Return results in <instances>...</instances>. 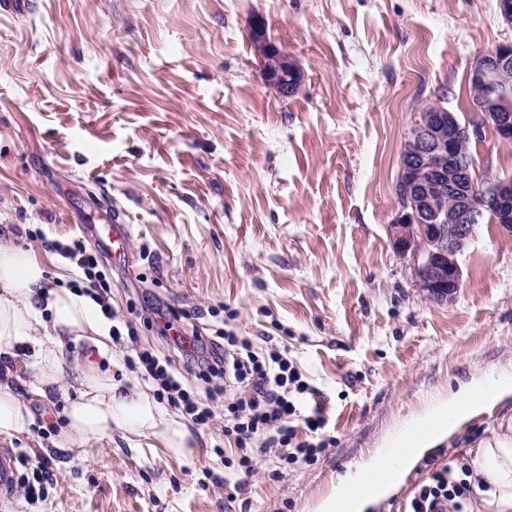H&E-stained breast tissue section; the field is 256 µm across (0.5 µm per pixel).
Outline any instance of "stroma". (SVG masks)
<instances>
[{"label":"stroma","mask_w":512,"mask_h":512,"mask_svg":"<svg viewBox=\"0 0 512 512\" xmlns=\"http://www.w3.org/2000/svg\"><path fill=\"white\" fill-rule=\"evenodd\" d=\"M0 14V241L44 253L119 212L129 252L112 261L117 316L161 301L206 326L237 313L256 350L287 349L336 444L311 463L273 448L251 473L225 467L224 418L173 455L120 434L84 458L57 450L60 394L33 403L46 498L0 512H312L428 404L471 381L512 377V235L479 225L464 283L440 305L388 235L413 112L442 101L477 118L473 58L512 43L496 0H23ZM263 19L304 72L265 87L249 30ZM477 167L512 177V143L483 130ZM512 439V399L431 453L437 464Z\"/></svg>","instance_id":"35a3bbf8"}]
</instances>
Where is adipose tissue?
<instances>
[{"mask_svg": "<svg viewBox=\"0 0 512 512\" xmlns=\"http://www.w3.org/2000/svg\"><path fill=\"white\" fill-rule=\"evenodd\" d=\"M66 280V268L49 267L33 251L0 242V437L30 434L35 424L17 392L21 376L16 362L25 349L38 371L29 385L31 399L47 398L55 386L65 394L61 450L80 457L89 445L111 439L118 431L152 437L176 455H191V432L179 417L164 414L148 392L121 386L111 371L91 360L65 373V351L71 341L86 340L103 357L109 353V327L98 305L68 288ZM510 396L512 379L505 377L494 383L471 382L450 398L433 402L391 441L389 451L366 462L359 473L364 480L382 467L388 479L360 492L354 484L341 483L315 512H339L345 501L350 512H366L397 489L429 450L441 446L491 403ZM470 466L473 493L485 512H512V441L496 440L476 449Z\"/></svg>", "mask_w": 512, "mask_h": 512, "instance_id": "1", "label": "adipose tissue"}]
</instances>
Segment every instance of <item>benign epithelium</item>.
I'll return each instance as SVG.
<instances>
[{"label":"benign epithelium","mask_w":512,"mask_h":512,"mask_svg":"<svg viewBox=\"0 0 512 512\" xmlns=\"http://www.w3.org/2000/svg\"><path fill=\"white\" fill-rule=\"evenodd\" d=\"M250 41L264 84L287 93L303 73L288 52L272 42L263 21H253ZM473 86L496 88L479 99V122L468 125L436 103L412 114L395 184L397 207L389 238L408 259L415 282L436 303L453 301L463 284L460 257L487 214L512 234V179H492L467 158V143L488 128L512 140V44L483 51L470 69Z\"/></svg>","instance_id":"7a95c632"}]
</instances>
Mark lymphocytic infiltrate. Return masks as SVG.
<instances>
[{"label":"lymphocytic infiltrate","mask_w":512,"mask_h":512,"mask_svg":"<svg viewBox=\"0 0 512 512\" xmlns=\"http://www.w3.org/2000/svg\"><path fill=\"white\" fill-rule=\"evenodd\" d=\"M53 249L75 263L76 282L83 294L93 297L106 318L112 320L113 339L129 340L125 363L152 385L158 404L179 411L197 426L210 424L216 409H223L224 435L237 446L239 468L252 470L251 448L256 443L264 448L287 449L291 461L312 460L333 445V438L323 434L326 419L321 407L312 408L304 417L297 412L293 395L309 389L299 370L284 350L275 347L261 352L240 338L233 328L235 311L211 309L213 322L205 333L195 326L174 331L172 310L160 305L132 309L129 319L115 322L109 296L111 267L105 262L108 247L100 243L87 246L79 237L65 243L54 242ZM141 324L155 328L159 349L137 346V327ZM187 373L200 382V389L184 383ZM298 416L313 434V441L296 443L294 419ZM17 463L22 472L16 486L24 499L44 498L48 485L54 481L51 457L21 454ZM471 474L468 464L459 459L431 468L428 481L418 486L404 504L403 512H469Z\"/></svg>","instance_id":"obj_1"}]
</instances>
